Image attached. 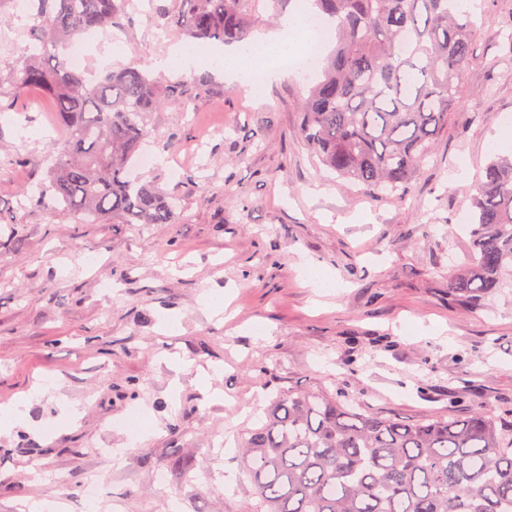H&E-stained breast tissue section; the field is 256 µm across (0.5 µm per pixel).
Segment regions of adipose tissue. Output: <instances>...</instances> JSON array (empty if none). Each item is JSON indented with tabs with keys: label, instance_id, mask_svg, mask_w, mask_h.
<instances>
[{
	"label": "adipose tissue",
	"instance_id": "obj_1",
	"mask_svg": "<svg viewBox=\"0 0 512 512\" xmlns=\"http://www.w3.org/2000/svg\"><path fill=\"white\" fill-rule=\"evenodd\" d=\"M319 27L306 0H292L275 29L253 34L229 49L214 52L208 65L230 78L239 77L246 70L275 77L300 44L315 43Z\"/></svg>",
	"mask_w": 512,
	"mask_h": 512
}]
</instances>
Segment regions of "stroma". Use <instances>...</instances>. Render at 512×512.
Listing matches in <instances>:
<instances>
[{"instance_id": "obj_1", "label": "stroma", "mask_w": 512, "mask_h": 512, "mask_svg": "<svg viewBox=\"0 0 512 512\" xmlns=\"http://www.w3.org/2000/svg\"><path fill=\"white\" fill-rule=\"evenodd\" d=\"M164 0H128L103 72L154 69L179 38ZM461 104L404 201L337 180L297 135L306 88L292 70L263 99L205 64L159 71L208 80L150 121L146 173L182 200L173 224H85L35 205L65 128L38 90L0 96V512H246L237 442L288 392L345 390L407 421L451 402L512 409V288L469 309L448 276L472 258L470 195L485 142L512 119V0H480ZM228 307L212 316L206 296ZM191 365L176 371L164 353ZM224 393L212 399L213 390ZM138 411L141 435L122 420ZM165 473L166 484L156 476ZM102 486L96 501L86 490Z\"/></svg>"}]
</instances>
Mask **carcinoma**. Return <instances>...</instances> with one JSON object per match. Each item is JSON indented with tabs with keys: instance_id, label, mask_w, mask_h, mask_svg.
Instances as JSON below:
<instances>
[{
	"instance_id": "obj_1",
	"label": "carcinoma",
	"mask_w": 512,
	"mask_h": 512,
	"mask_svg": "<svg viewBox=\"0 0 512 512\" xmlns=\"http://www.w3.org/2000/svg\"><path fill=\"white\" fill-rule=\"evenodd\" d=\"M127 0H28L39 50L21 46L13 93L39 89L66 129L32 200L88 222L174 224L178 197L132 175L150 118L186 104L201 79L164 84L145 69L101 77L63 50L119 26ZM285 0H170L156 24L194 43L241 41ZM454 0H313L335 52L297 103L304 146L337 177L402 196L457 109L479 26ZM469 266L449 293L467 306L512 286V157L494 154L474 186ZM255 512H512V415L482 410L404 421L349 395H279L238 445Z\"/></svg>"
}]
</instances>
